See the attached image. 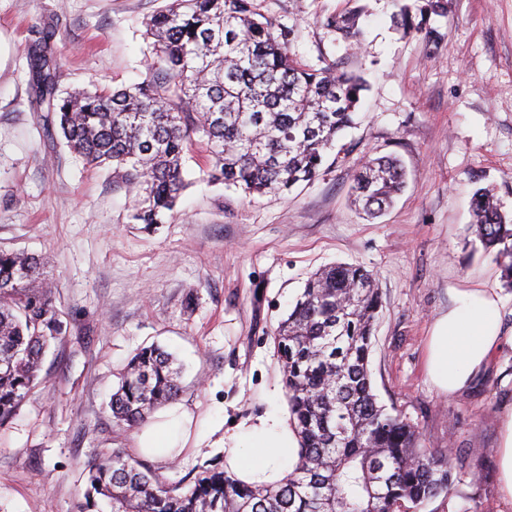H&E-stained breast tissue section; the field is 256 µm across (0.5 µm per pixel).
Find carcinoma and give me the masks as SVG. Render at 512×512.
Returning <instances> with one entry per match:
<instances>
[{"label":"carcinoma","mask_w":512,"mask_h":512,"mask_svg":"<svg viewBox=\"0 0 512 512\" xmlns=\"http://www.w3.org/2000/svg\"><path fill=\"white\" fill-rule=\"evenodd\" d=\"M359 11L329 16L348 38ZM153 62L134 87L61 94L46 30L29 53L36 99L55 113L69 149L95 167L132 171V219L161 224L186 187L183 157L205 140L213 181L246 195L289 191L315 179L338 134L354 123L364 79L338 66L309 69L291 54L293 30L255 0H165L146 22ZM406 173L393 156H370L355 172L352 202L369 217L390 207ZM474 234L496 250L512 285V219L486 192L474 199ZM382 307L359 265L323 267L306 281L276 329L300 455L277 487L248 485L222 462L188 485L169 484L121 448L89 466L86 509L110 512H407L459 493L448 457L421 444L417 428L378 402L370 371ZM66 326L56 286L33 255L0 250V428L39 380L43 358ZM181 370L158 346L127 362L110 408L119 427L146 424L181 391Z\"/></svg>","instance_id":"cac0c4a2"}]
</instances>
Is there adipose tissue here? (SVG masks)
<instances>
[{
  "label": "adipose tissue",
  "mask_w": 512,
  "mask_h": 512,
  "mask_svg": "<svg viewBox=\"0 0 512 512\" xmlns=\"http://www.w3.org/2000/svg\"><path fill=\"white\" fill-rule=\"evenodd\" d=\"M502 344L500 299L488 288L462 292L459 300L439 313L427 337V374L439 393L454 395L465 390L483 372ZM193 417L174 405L159 413L137 436L139 451L162 461H172L179 428ZM227 466L245 483L277 485L298 460V437L286 418L258 417L235 433L220 438Z\"/></svg>",
  "instance_id": "obj_1"
}]
</instances>
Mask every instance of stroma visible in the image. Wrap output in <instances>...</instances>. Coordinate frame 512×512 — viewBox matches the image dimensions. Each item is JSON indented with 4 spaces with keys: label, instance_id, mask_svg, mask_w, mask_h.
<instances>
[{
    "label": "stroma",
    "instance_id": "stroma-1",
    "mask_svg": "<svg viewBox=\"0 0 512 512\" xmlns=\"http://www.w3.org/2000/svg\"><path fill=\"white\" fill-rule=\"evenodd\" d=\"M424 4L257 0L293 29L303 66L336 63L364 77L358 123L316 179L263 196L211 182L206 145L195 141L188 188L173 216L148 229L130 219L136 191L124 173L70 153L36 101L29 51L54 30L64 92L142 82L152 62L145 23L163 0H0V249L44 262L67 325L42 384L0 429V512H82L85 472L102 449H125L170 483L223 460V449L189 443L163 462L139 452L136 429L115 426L110 396L141 348L159 345L181 364L177 401L198 430L229 435L288 414L274 330L308 277L334 263L363 266L381 292L370 356L379 402L464 473L485 474L421 512H512L496 464L498 415L512 402V286L471 226L478 190L512 218V0H446L430 33L395 29L399 6ZM357 6L359 36L326 26ZM391 154L406 187L366 219L350 204L353 174ZM471 288L500 296L504 341L472 387L447 396L428 380L425 341L435 316Z\"/></svg>",
    "mask_w": 512,
    "mask_h": 512
}]
</instances>
